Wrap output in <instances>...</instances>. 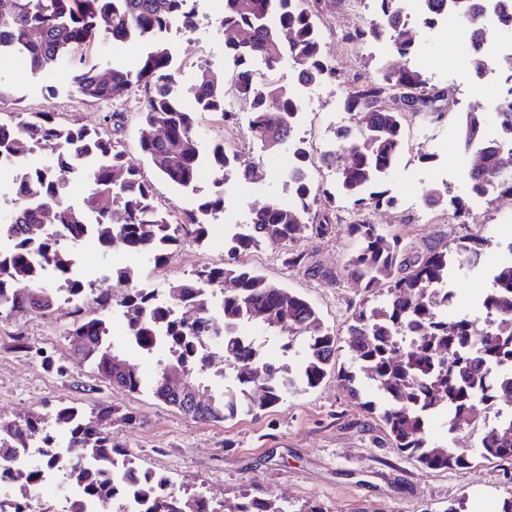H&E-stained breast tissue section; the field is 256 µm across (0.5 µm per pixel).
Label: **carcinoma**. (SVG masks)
Returning <instances> with one entry per match:
<instances>
[{
  "label": "carcinoma",
  "mask_w": 512,
  "mask_h": 512,
  "mask_svg": "<svg viewBox=\"0 0 512 512\" xmlns=\"http://www.w3.org/2000/svg\"><path fill=\"white\" fill-rule=\"evenodd\" d=\"M373 2L376 20L352 28L346 38L389 41L394 53L411 57L416 42L404 38L408 27L400 21L401 0ZM193 4L194 0H0V57L22 61L33 74L55 69L89 103L141 92L139 148L155 173L187 194L197 191L203 170L216 174L215 191L197 197L175 224L156 208L151 184L125 161L113 141V133L123 125L122 114L105 118L112 122L110 129L74 127L38 112L16 122L0 121V152L24 154L41 145L53 155L52 164L32 165L7 188L16 216L6 225L0 222V237L16 236L18 244L11 254L0 256V290L7 289L19 308L49 317L57 304L59 289L37 281L30 251L40 250L62 272L71 263L70 251L48 239L42 225L53 224L63 235L89 225L96 229L102 252L120 243L129 251L147 254L160 266L178 240L180 225H188L198 242L207 235L212 221L224 213L226 181L261 178L256 163L227 154L222 141L208 154L200 152L195 137L198 113L218 114L226 123L236 114L226 106L224 87L215 83L206 67L199 68L189 89L195 106L183 103L167 35L174 28L186 32L195 28ZM422 7L428 26L433 16L452 11L471 23L476 40L490 33L473 0H422ZM271 15L277 24L268 28ZM217 23L234 33L224 42V60L235 71L237 98L249 105L253 138H276L292 146L288 183L298 205L289 208L271 197L250 208L245 223L234 225L229 234L225 258L171 284L168 305L157 304L152 293L133 285L127 269L117 266L93 281L73 280L69 290L84 291L105 280L125 286V293L116 298L111 288L100 287L99 303L121 308L131 345L148 354L166 351L152 393L178 410L181 404L165 383L166 366L177 364L199 381L210 366L207 343H216L224 355L220 373L224 390L187 414L204 422H222L240 414L256 415L287 394L317 387L336 364V334L316 308L297 292L269 281L248 262L264 247L285 248L288 265L309 277L332 284L346 279L370 295L385 291L383 302L368 299L352 312L346 329L351 363L340 378L366 413L379 416L393 447L431 471L462 469L475 459L512 464V406H501L502 399L512 394V373L503 374L512 370V302L502 299L503 289L512 291V263L495 270L490 287L480 297L484 314L493 315L490 326L482 329L468 312H457L451 326L441 313L453 304V268H478L484 246L480 238L460 245L451 261L446 249L433 247L419 255L388 228L349 224L351 252L336 274L310 260L306 251L290 249L309 232L318 237L332 233L329 220L316 224L311 217L318 202L330 205L340 194L358 206H394L395 198L382 183L404 150L406 113L395 102L412 95L421 101L423 112L435 118L425 99L428 79L419 69L404 66L346 93L343 106L352 113L355 130L345 140L336 137L346 163L337 181L316 183L305 175L312 159L304 141L297 138L302 114L299 90L333 77L334 72L323 55L314 15L298 8L296 0H223ZM132 40L146 41L149 47L130 64L102 70L82 57L100 42L116 46ZM287 59L294 65L291 84L276 78ZM257 64L268 74L261 82L254 79ZM484 133L480 107L463 113L456 146L477 159L465 179L480 198L495 192L512 194V181L497 179L501 158L496 149L479 148ZM78 168L89 189L79 203L72 204L56 170ZM425 198L433 205L451 204L459 221L467 216L462 202L448 200L446 186H431ZM216 291L222 303L218 318L211 314ZM248 323L265 327L263 341L242 335L241 327ZM66 336L79 346V364L91 366L102 382L129 391L143 387L137 365L114 347L101 318L75 321ZM273 342L280 343L284 357H296L295 363L268 360L265 348ZM492 409L496 413L490 422L487 414ZM437 418L445 420L444 441L432 438L430 424ZM102 421L100 415L94 420L78 417L72 429L74 441L99 458V467L89 473L78 465L74 476L88 495L101 500L103 512H116L112 507L115 449ZM478 428L474 447H455L456 435ZM37 430H45L40 417L0 421V464L10 458L16 443ZM170 484L160 476L144 486L151 501L147 512H216L217 506L202 496L170 495ZM234 512L285 509L251 499Z\"/></svg>",
  "instance_id": "cac0c4a2"
}]
</instances>
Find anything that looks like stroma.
<instances>
[{
  "mask_svg": "<svg viewBox=\"0 0 512 512\" xmlns=\"http://www.w3.org/2000/svg\"><path fill=\"white\" fill-rule=\"evenodd\" d=\"M316 16L322 32L323 51L336 69L334 80L303 94L298 135L312 155H319L332 139L340 99L367 80L380 79L386 66L405 64L386 52L374 54L371 46L345 40L344 34L362 20L374 17L371 0H301ZM220 0H196L193 31L172 33L168 45L178 70V81L189 84L200 67H209L225 91H233L235 74L224 62V34L216 18ZM420 69L435 93L444 115L431 121L436 135L456 136L458 118L471 100L466 87L446 96L447 45L437 32L417 26ZM0 84L10 90L0 103V119L11 121L18 112H50L73 126L91 128L104 116L120 112L125 117L117 139L125 160L139 167L151 184L156 205L167 212L188 208L187 195L173 189L145 164L139 149L137 117L142 109L139 93L115 102L91 104L69 88L62 76L48 71L19 76L12 64L0 63ZM238 119L225 126L219 115L201 117L196 135L201 152L232 131L243 159L259 163L262 179L251 191L228 182L230 202L224 215L211 225L212 234L227 235L232 224L244 222L250 206L268 196L285 197V170L289 146L261 150L249 132L247 105L236 102ZM506 198L493 196L472 206L466 223L453 221L448 208L430 207L423 195L401 197L395 208L357 207L337 198L331 207L334 230L326 237L301 240L299 249L312 253L323 269L336 272L347 259L350 224H379L399 234L412 250L423 252L436 244L455 248L466 236L485 237L486 252L505 250L507 241L487 234ZM211 238L198 242L184 236L171 249L163 267L149 257L116 247L103 257L106 264L130 268L140 287L164 295L171 283L185 279L202 265L220 261ZM251 265L268 280L302 294L320 312L326 326L344 336L351 312L363 296L362 288L343 280L332 285L304 276L288 266L281 248L255 253ZM98 309L86 300L81 313L60 305L55 319L46 320L16 310L0 316V419L13 420L38 414L52 415L69 406L80 414L103 405L111 443L118 458L131 461L140 471L167 476L176 487L204 490L214 500L233 507L244 497L276 500L289 512H446L460 504L462 512H499L512 497V465L480 461L462 470L433 472L392 447L380 420L367 414L348 395L335 371H328L314 389L292 395L260 411L222 423H203L155 399L149 388L129 392L95 380L90 368L73 360L66 328L76 316H93Z\"/></svg>",
  "mask_w": 512,
  "mask_h": 512,
  "instance_id": "1",
  "label": "stroma"
}]
</instances>
